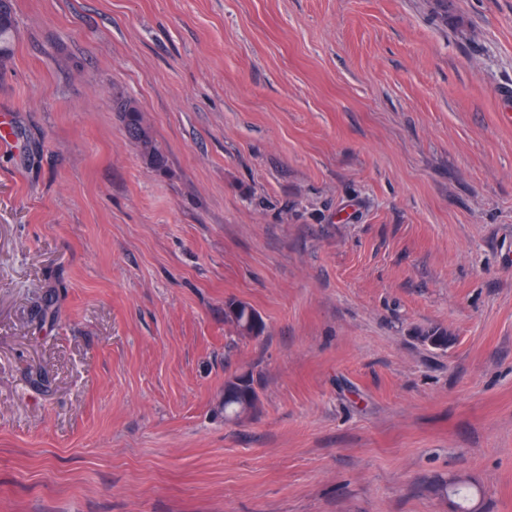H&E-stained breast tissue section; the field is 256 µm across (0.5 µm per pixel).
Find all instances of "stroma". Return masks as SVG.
Returning <instances> with one entry per match:
<instances>
[{
  "instance_id": "stroma-1",
  "label": "stroma",
  "mask_w": 512,
  "mask_h": 512,
  "mask_svg": "<svg viewBox=\"0 0 512 512\" xmlns=\"http://www.w3.org/2000/svg\"><path fill=\"white\" fill-rule=\"evenodd\" d=\"M14 5L0 512H512V0ZM115 105L127 136L139 146L146 165L155 171H164L166 156L145 124L142 112L130 100L116 98ZM252 314H256V321ZM224 321L232 325L241 337L263 336L266 323L262 316L246 302L229 299L224 302ZM232 379H238V376H229L224 381V389L226 384H231L235 389V393L232 397L227 398L226 395L224 396L225 422H229L232 419L237 418L240 415L241 411H243L244 404H247L252 408V414L258 409L260 403L259 394L255 385L253 375H249V380L241 384L234 383Z\"/></svg>"
}]
</instances>
